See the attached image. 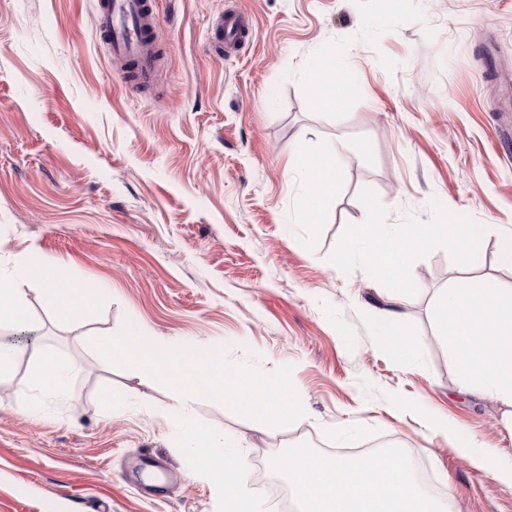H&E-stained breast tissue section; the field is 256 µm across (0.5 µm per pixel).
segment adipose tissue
<instances>
[{
    "mask_svg": "<svg viewBox=\"0 0 512 512\" xmlns=\"http://www.w3.org/2000/svg\"><path fill=\"white\" fill-rule=\"evenodd\" d=\"M312 195L302 206L305 223H316L320 206L336 194V156L304 142L294 152ZM481 224L363 225L355 240L345 243L342 255H358L363 264L389 285L388 295L404 299L408 262L412 254L440 242L463 252L481 239ZM40 291L45 304L58 305L60 291L48 288L25 260L10 271L0 270V324L30 326L22 310L27 290ZM435 318L448 345L454 369L466 392L495 398L502 407L501 423L512 431V288L485 282L475 286H448L436 300ZM384 346L399 360L415 357L416 341L401 314L393 313L378 328ZM72 370L46 353L30 370L28 386L54 396H65ZM428 427L450 438L456 448L500 483L512 488V459L483 447L471 433L449 425L442 417H427ZM269 468L284 475L300 512H448L447 499L425 495L405 456L386 450L373 457L343 454L326 457L303 445L273 456Z\"/></svg>",
    "mask_w": 512,
    "mask_h": 512,
    "instance_id": "ef3b65f1",
    "label": "adipose tissue"
}]
</instances>
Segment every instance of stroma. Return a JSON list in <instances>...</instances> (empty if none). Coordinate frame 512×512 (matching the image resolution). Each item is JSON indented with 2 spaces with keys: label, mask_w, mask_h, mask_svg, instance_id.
Instances as JSON below:
<instances>
[{
  "label": "stroma",
  "mask_w": 512,
  "mask_h": 512,
  "mask_svg": "<svg viewBox=\"0 0 512 512\" xmlns=\"http://www.w3.org/2000/svg\"><path fill=\"white\" fill-rule=\"evenodd\" d=\"M158 76L129 93L94 39L96 0H0V264L27 258L62 292L91 288L79 320L41 294L39 327L0 375V512H217L175 442L168 387L108 364L94 340L127 332L162 350L222 348L232 363L290 370L305 419L261 432L222 402L194 418L235 437L245 487L290 512L267 461L398 439L454 512H512V488L461 456L416 412L447 416L512 457L491 397L462 391L433 314L468 270L512 285V0H157ZM255 20L216 54L212 21ZM336 53L351 82L312 104L310 66ZM335 151L336 196L303 224L300 142ZM482 224L465 252L441 243L409 266L412 295L341 244L360 225ZM401 312L419 342L396 359L377 325ZM76 375L68 394L25 387L42 353ZM126 406L113 412L112 396Z\"/></svg>",
  "instance_id": "obj_1"
}]
</instances>
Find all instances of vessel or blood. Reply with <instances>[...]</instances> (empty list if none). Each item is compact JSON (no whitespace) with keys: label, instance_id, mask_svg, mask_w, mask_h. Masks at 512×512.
<instances>
[{"label":"vessel or blood","instance_id":"b4317fda","mask_svg":"<svg viewBox=\"0 0 512 512\" xmlns=\"http://www.w3.org/2000/svg\"><path fill=\"white\" fill-rule=\"evenodd\" d=\"M96 38L104 41L112 60L121 62L118 70L121 87L136 91L152 77L156 60L147 37L158 23L155 0H98ZM219 37L234 44L253 30L250 15L227 14L220 18Z\"/></svg>","mask_w":512,"mask_h":512}]
</instances>
